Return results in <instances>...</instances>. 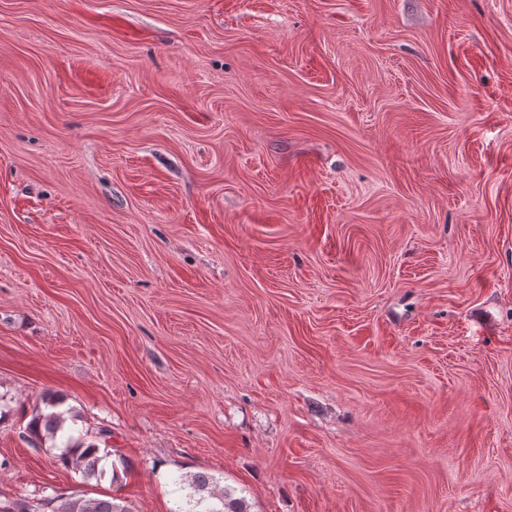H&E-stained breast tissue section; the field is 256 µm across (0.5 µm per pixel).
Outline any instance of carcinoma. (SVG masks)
Returning a JSON list of instances; mask_svg holds the SVG:
<instances>
[{
    "label": "carcinoma",
    "mask_w": 512,
    "mask_h": 512,
    "mask_svg": "<svg viewBox=\"0 0 512 512\" xmlns=\"http://www.w3.org/2000/svg\"><path fill=\"white\" fill-rule=\"evenodd\" d=\"M69 418V411L60 409V402L44 397L43 406L33 410L26 425L28 440L38 448L48 440L56 441ZM104 459L96 441L71 436L62 443L59 455L63 465L75 468L87 480H100L105 476ZM175 484L183 492V504L175 512H249L245 497L237 495L234 489L217 487L205 473L181 476ZM41 502L51 512H130L124 500L114 497L85 499L60 495L43 498Z\"/></svg>",
    "instance_id": "carcinoma-1"
}]
</instances>
